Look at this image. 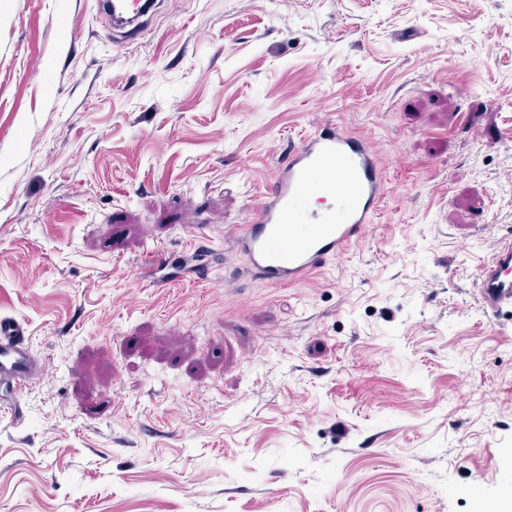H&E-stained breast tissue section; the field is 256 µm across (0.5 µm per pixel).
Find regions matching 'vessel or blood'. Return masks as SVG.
Listing matches in <instances>:
<instances>
[{"instance_id":"vessel-or-blood-1","label":"vessel or blood","mask_w":512,"mask_h":512,"mask_svg":"<svg viewBox=\"0 0 512 512\" xmlns=\"http://www.w3.org/2000/svg\"><path fill=\"white\" fill-rule=\"evenodd\" d=\"M162 6L163 0H97L99 14L127 42L146 34ZM387 194L375 144L338 124H321L279 163L269 191L235 228V248L258 285L302 283L371 235ZM148 264L156 272L154 287L171 284L175 266L169 256L152 252ZM474 288L486 311L512 307V237L498 241ZM43 375L23 326L0 316V386L19 397Z\"/></svg>"}]
</instances>
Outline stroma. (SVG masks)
I'll list each match as a JSON object with an SVG mask.
<instances>
[{"instance_id": "obj_1", "label": "stroma", "mask_w": 512, "mask_h": 512, "mask_svg": "<svg viewBox=\"0 0 512 512\" xmlns=\"http://www.w3.org/2000/svg\"><path fill=\"white\" fill-rule=\"evenodd\" d=\"M370 138L372 235L253 283L227 234L319 124ZM209 225L204 242L196 227ZM512 0L0 9V315L46 377L0 408V512H512ZM194 252L165 288L143 261ZM97 9L114 34L125 42H135L148 31L149 24L163 6V0H98ZM478 299L487 312L512 308V237L501 238L474 282Z\"/></svg>"}]
</instances>
